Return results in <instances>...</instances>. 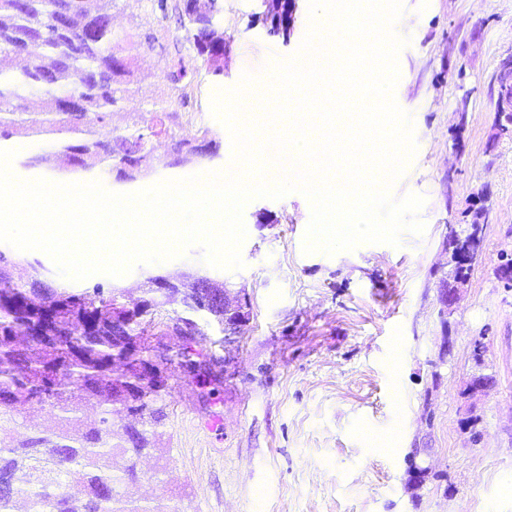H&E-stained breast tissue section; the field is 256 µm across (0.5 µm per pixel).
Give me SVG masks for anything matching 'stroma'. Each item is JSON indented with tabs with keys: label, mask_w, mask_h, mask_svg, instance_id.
Returning <instances> with one entry per match:
<instances>
[{
	"label": "stroma",
	"mask_w": 512,
	"mask_h": 512,
	"mask_svg": "<svg viewBox=\"0 0 512 512\" xmlns=\"http://www.w3.org/2000/svg\"><path fill=\"white\" fill-rule=\"evenodd\" d=\"M295 2L282 37L264 20L273 0H221L223 75L197 71L184 51L197 76L187 102L172 105L178 131L215 136V156L200 173L232 160L213 96L246 72L263 82L299 51L309 0ZM112 16L127 34L156 29L158 43L135 51L137 80L122 111L98 127L103 140L167 99L163 47L182 34L175 22L158 26L150 0H116ZM393 30L406 41L393 96L411 119L415 152L391 194L423 197L422 233L308 253L311 206L293 191L244 206L240 268L208 265L194 246L120 277L62 281L124 289L130 305L149 274H206L249 299L237 335L202 327L204 348L221 360L219 384L204 389L179 364L168 367L159 449L138 459L135 488L162 512H512V288L496 275L501 253L512 252V139L493 137L512 0H402ZM475 219L482 257L446 317L439 292L448 228ZM478 370L491 386L467 397ZM414 463L428 470L416 490L408 485Z\"/></svg>",
	"instance_id": "stroma-1"
}]
</instances>
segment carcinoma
I'll return each instance as SVG.
<instances>
[{
  "mask_svg": "<svg viewBox=\"0 0 512 512\" xmlns=\"http://www.w3.org/2000/svg\"><path fill=\"white\" fill-rule=\"evenodd\" d=\"M87 0H0V56L26 55L28 67L18 74L0 73V141L23 139L28 149L20 164L27 169L63 158L61 174L96 170L100 178L135 181L159 167H194L211 157L201 146L177 134L166 107H154L116 129L108 141L96 128L121 110L134 73L131 52L138 44L112 27L104 0L96 12ZM217 0H151L161 21L175 19L184 41H175L166 80L170 98L187 99L194 73L183 65V43L199 62L198 69L224 72V28L216 19ZM280 0L271 13L275 34H288V3ZM169 141L161 157L155 142ZM482 225L466 224L452 248L470 265L448 267L467 277L482 253ZM18 256L0 248V424L13 421L21 403L48 404L53 429L17 445L0 436V512H15L16 498H26V512H160L139 508L131 496L139 475L137 459L155 449L156 427L163 408L159 392H123L113 368L138 363L166 378L171 357L153 349L146 338L155 315L175 294L184 293L189 312L224 325V302H209L197 276L191 281L155 274L147 278L146 298L129 308L118 288L46 285L54 273L41 262L30 264L27 281L17 282L12 269ZM199 344L183 343L181 366L194 377H209L218 358ZM100 406L98 421L86 425L80 412L86 400ZM120 403L138 425L115 428L112 405Z\"/></svg>",
  "mask_w": 512,
  "mask_h": 512,
  "instance_id": "cac0c4a2",
  "label": "carcinoma"
}]
</instances>
